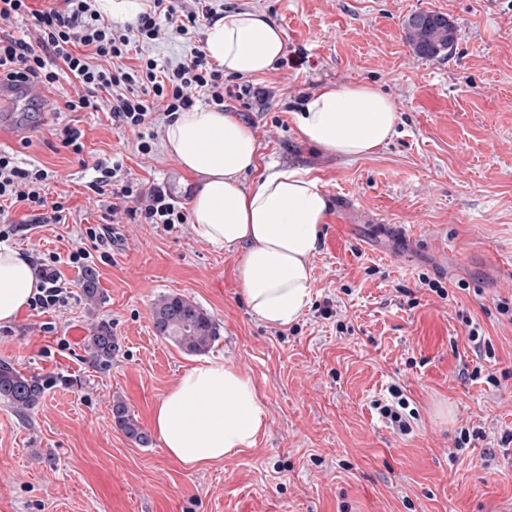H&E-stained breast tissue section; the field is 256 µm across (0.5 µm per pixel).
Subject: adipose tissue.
Masks as SVG:
<instances>
[{"mask_svg": "<svg viewBox=\"0 0 512 512\" xmlns=\"http://www.w3.org/2000/svg\"><path fill=\"white\" fill-rule=\"evenodd\" d=\"M209 59L225 73L261 74L283 56L282 32L262 11L225 14L205 38ZM399 116L392 99L369 84L326 86L296 114L303 138L327 154L359 158L388 144ZM164 144L197 178L190 204L196 235L239 252L244 297L264 322L294 323L312 288L308 264L320 240L328 201L318 179L299 170L260 166L251 127L234 115L197 106L167 124ZM256 174L253 188L243 179ZM29 256L0 245V323L9 324L37 292ZM267 411L252 379L223 359L185 372L158 402L153 427L167 455L187 469H202L252 447Z\"/></svg>", "mask_w": 512, "mask_h": 512, "instance_id": "1", "label": "adipose tissue"}]
</instances>
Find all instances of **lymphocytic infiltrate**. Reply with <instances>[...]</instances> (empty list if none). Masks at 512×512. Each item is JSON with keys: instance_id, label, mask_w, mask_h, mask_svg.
I'll use <instances>...</instances> for the list:
<instances>
[{"instance_id": "obj_1", "label": "lymphocytic infiltrate", "mask_w": 512, "mask_h": 512, "mask_svg": "<svg viewBox=\"0 0 512 512\" xmlns=\"http://www.w3.org/2000/svg\"><path fill=\"white\" fill-rule=\"evenodd\" d=\"M223 15L219 0H151L133 24L119 27L102 16L96 0H60L40 8L34 0H0V78L15 84L35 80L48 88L68 81L75 92L65 97V110L110 113L113 122L135 134L138 153L149 156L163 124L176 113L195 107L202 97L224 103V72L201 47L175 63L157 59L153 47L176 37L192 39L200 23ZM122 168L113 163L109 177L90 184L93 192L112 195L113 213L167 229L187 223L185 209L163 189L142 190L122 177ZM53 176L40 164L19 166L12 153L0 150V215L20 204L30 223L46 218L64 223L65 201L48 202L45 192ZM130 198L138 199V207L122 209ZM61 260L53 253L38 257L41 284L32 309L56 312L74 300L58 269Z\"/></svg>"}]
</instances>
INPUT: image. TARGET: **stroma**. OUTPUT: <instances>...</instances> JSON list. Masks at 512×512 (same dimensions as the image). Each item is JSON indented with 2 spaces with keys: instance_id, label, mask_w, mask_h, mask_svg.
Returning a JSON list of instances; mask_svg holds the SVG:
<instances>
[{
  "instance_id": "stroma-1",
  "label": "stroma",
  "mask_w": 512,
  "mask_h": 512,
  "mask_svg": "<svg viewBox=\"0 0 512 512\" xmlns=\"http://www.w3.org/2000/svg\"><path fill=\"white\" fill-rule=\"evenodd\" d=\"M259 9L282 29L286 55L302 66L225 76L230 88L267 86L262 103L225 97L250 125L261 164L307 170L330 207L309 259L311 300L298 320L274 329L248 307L240 255L199 239L192 226L116 224L111 197L78 178L96 162L124 160L143 188L195 192L197 179L157 145L137 153L132 132L102 112H69L73 87L49 93L50 108L0 109V126L27 136L20 165L57 172L49 199L66 195L65 223L18 231L25 252L68 256L87 227L107 233L90 264L101 300L76 299L58 313L25 309L0 325V361L48 385L21 413L0 401V512H498L512 504V322L497 299L512 296L500 260L512 257V0H224ZM416 11L448 15L457 28L447 57L418 58L403 23ZM367 83L392 97L397 134L375 153L345 159L303 141L295 124L302 94ZM84 131L85 151L60 146L59 130ZM441 280L440 298L419 282ZM181 295L218 325L210 357L255 383L267 411L253 447L200 470L168 457L160 441L140 446L112 420L122 398L144 430L181 375L200 363L156 335L163 295ZM331 306L336 317H320ZM112 326L110 367L86 345L94 322ZM477 323L489 354L468 339ZM482 364L484 376L462 370ZM495 376L496 384L486 383ZM399 385L416 415L398 434L376 412ZM486 439L462 450L461 428Z\"/></svg>"
}]
</instances>
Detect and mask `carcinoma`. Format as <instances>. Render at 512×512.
Returning <instances> with one entry per match:
<instances>
[{
	"instance_id": "obj_1",
	"label": "carcinoma",
	"mask_w": 512,
	"mask_h": 512,
	"mask_svg": "<svg viewBox=\"0 0 512 512\" xmlns=\"http://www.w3.org/2000/svg\"><path fill=\"white\" fill-rule=\"evenodd\" d=\"M404 33L415 54L424 59L447 55L455 41L454 24L448 16L433 11L410 14L404 21ZM152 322L157 335L189 354L208 353L218 337V327L211 316L196 302L181 295H166L157 300L152 307ZM115 349L110 325L105 322L95 325L88 340V350L95 362L110 365ZM44 392L45 382L41 377L24 374L11 363L0 361L1 401L26 412L39 404ZM112 417L116 426L137 444L147 446L152 442L124 401H113Z\"/></svg>"
}]
</instances>
